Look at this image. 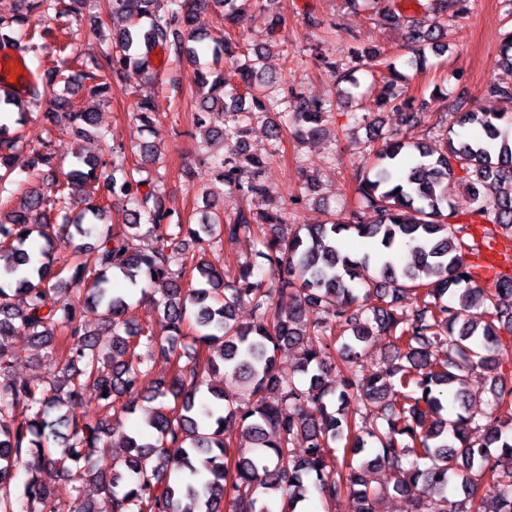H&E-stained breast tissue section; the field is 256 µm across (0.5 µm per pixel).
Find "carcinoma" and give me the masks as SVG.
<instances>
[{
	"instance_id": "1",
	"label": "carcinoma",
	"mask_w": 512,
	"mask_h": 512,
	"mask_svg": "<svg viewBox=\"0 0 512 512\" xmlns=\"http://www.w3.org/2000/svg\"><path fill=\"white\" fill-rule=\"evenodd\" d=\"M260 0H179L159 9L160 0H104L112 37L99 59L87 65L75 40L59 42L58 59L44 70L42 87L26 94L4 90V103L18 109L15 123L28 122L23 105L49 99L48 125L36 151L37 176L56 174L49 146L65 124L90 127L100 139L97 113L75 105V98L97 73L121 76L138 67L153 81L152 54L197 63L199 50L212 61L194 70V127L205 141H220L227 151L207 158L216 177L239 196L264 192L265 162L247 150L246 130L224 125L228 112H268L280 105L295 134L324 136L330 100L304 97L295 89L283 96L270 90L264 54L269 42L252 50L230 34L247 2ZM22 11L0 18V45L15 47V31L31 15L42 23L65 15L63 0H21ZM218 8L224 33L195 28L200 13ZM415 52L423 55L437 25H409ZM232 65L239 86L227 91L224 63ZM377 103L416 123L414 97L397 73L379 78ZM483 95L512 108V84L492 81ZM505 112L482 107L455 113L457 132L446 139L411 141L395 132L380 138L374 161L360 182L363 206L379 220L364 222L359 211L345 220L303 224L288 231L285 213L240 209L232 218L216 204L196 224H185L165 205L159 177L147 171L158 147L134 145L137 163L124 151L112 160L75 153L64 181L42 189L24 187L15 177V154L24 147L12 125L0 122V376L9 372L7 340L21 331L36 355L50 348L55 370L41 382H0V512H62L41 476L67 474L83 464L84 485L75 489L73 512H94L91 498L112 500V512H272L280 501L287 512L315 492L326 505L347 498L350 512H376L385 489L374 474L386 470L392 490L427 502V512H481L474 480H484L494 512H512V385L492 388V407L470 413L467 372L493 368L501 333L512 335V275L495 274L494 288L477 284L478 266L466 261L465 236L484 226L483 239L497 230L512 231V140L500 121ZM142 130L153 125L152 98L136 105ZM465 187L471 223H455L450 196ZM121 194L132 208L122 226L98 228L105 193ZM84 202L71 215V200ZM150 224L155 248L141 251L136 238L141 221ZM354 233L373 243L362 256L342 250L340 239ZM96 236L92 267L78 261L75 236ZM260 239L258 257L277 268V286L257 279L250 261L234 272L188 257L186 241L209 247L222 238ZM199 286L185 285L187 271ZM122 278L135 285L145 279L161 291L155 306L162 313L163 335L133 326L130 304L112 288ZM365 286L370 307L360 304L356 287ZM289 294L288 309L276 296ZM20 297L21 303L13 302ZM411 298L407 312L398 303ZM250 306L249 325L235 321V308ZM101 310L112 342L101 344L81 321V309ZM373 336L388 339L390 365L365 371L362 351ZM342 340L332 360L333 338ZM192 343L195 358L183 364L178 348ZM169 358L168 373L156 381L144 430L125 435V458L93 460L105 435L103 422L69 416L73 406L94 394L95 407L121 403L138 406L142 381L149 374L153 348ZM298 353L302 380L280 374L278 353ZM336 371L337 386L328 380ZM223 374L221 385L204 377ZM173 403H168L167 396ZM240 429L246 444L231 452L225 428ZM307 445L305 455L295 445ZM343 445L342 456L333 446ZM360 455L353 465L348 455ZM22 484H14L18 471ZM464 498H448V485Z\"/></svg>"
}]
</instances>
